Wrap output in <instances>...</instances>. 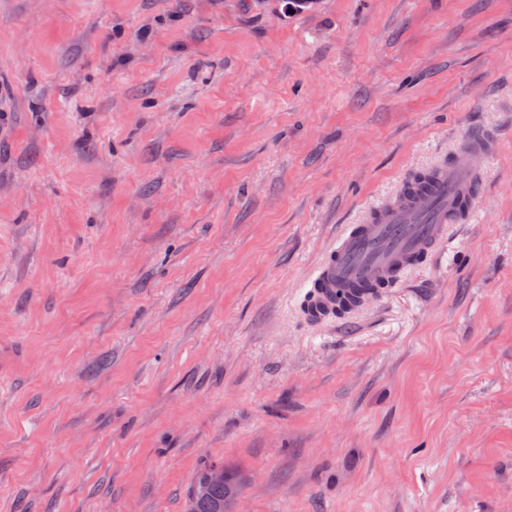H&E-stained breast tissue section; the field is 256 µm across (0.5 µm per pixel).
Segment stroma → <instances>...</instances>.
I'll return each mask as SVG.
<instances>
[{"mask_svg":"<svg viewBox=\"0 0 512 512\" xmlns=\"http://www.w3.org/2000/svg\"><path fill=\"white\" fill-rule=\"evenodd\" d=\"M500 139L339 323L344 225ZM512 512V0H0V512ZM212 468H224V463H206L193 478L190 487V512H224V483H213L210 480L225 482L226 473L222 469H214L210 473Z\"/></svg>","mask_w":512,"mask_h":512,"instance_id":"obj_1","label":"stroma"}]
</instances>
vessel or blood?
<instances>
[{"mask_svg": "<svg viewBox=\"0 0 512 512\" xmlns=\"http://www.w3.org/2000/svg\"><path fill=\"white\" fill-rule=\"evenodd\" d=\"M496 151L487 131L471 132L426 181L410 180L364 220L339 234L303 283L300 312L310 324L335 321L336 301L351 294L356 305L383 296L418 257L436 251L456 224L466 223L479 194L483 164Z\"/></svg>", "mask_w": 512, "mask_h": 512, "instance_id": "vessel-or-blood-1", "label": "vessel or blood"}]
</instances>
